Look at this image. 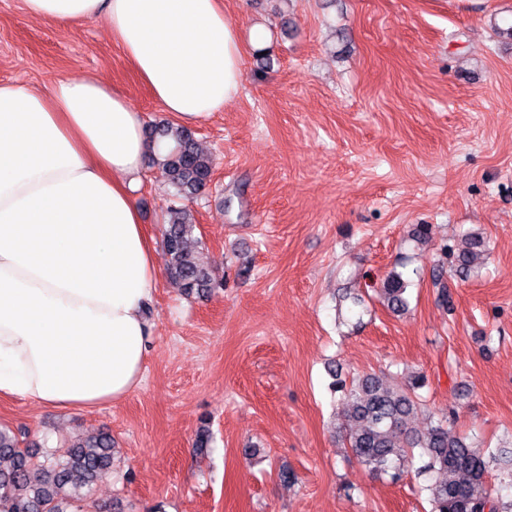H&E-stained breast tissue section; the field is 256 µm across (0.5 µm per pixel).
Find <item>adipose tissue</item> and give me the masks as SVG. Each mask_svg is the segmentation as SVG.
Instances as JSON below:
<instances>
[{"mask_svg": "<svg viewBox=\"0 0 512 512\" xmlns=\"http://www.w3.org/2000/svg\"><path fill=\"white\" fill-rule=\"evenodd\" d=\"M23 2L47 26L103 22L175 124L241 91L245 43L223 0ZM170 147L95 77L0 84V398L85 411L140 385L160 260L130 196Z\"/></svg>", "mask_w": 512, "mask_h": 512, "instance_id": "obj_1", "label": "adipose tissue"}]
</instances>
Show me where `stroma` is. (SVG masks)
I'll use <instances>...</instances> for the list:
<instances>
[{"instance_id":"35a3bbf8","label":"stroma","mask_w":512,"mask_h":512,"mask_svg":"<svg viewBox=\"0 0 512 512\" xmlns=\"http://www.w3.org/2000/svg\"><path fill=\"white\" fill-rule=\"evenodd\" d=\"M224 11L242 36H267L245 47L239 95L195 126L210 188L182 201L149 162L132 196L158 243L168 207L188 203L223 287L188 295L160 274L136 391L83 412L3 398L0 426L43 452L110 433L112 470L93 487L105 512H427V476L373 477L345 448L325 366L397 383L426 374L413 427L451 411L460 432L512 448V0ZM88 74L120 89L146 129L167 122L104 24L48 27L0 0V84L46 90ZM468 235L485 252L440 307V247ZM406 269L410 310L397 316L377 293Z\"/></svg>"}]
</instances>
